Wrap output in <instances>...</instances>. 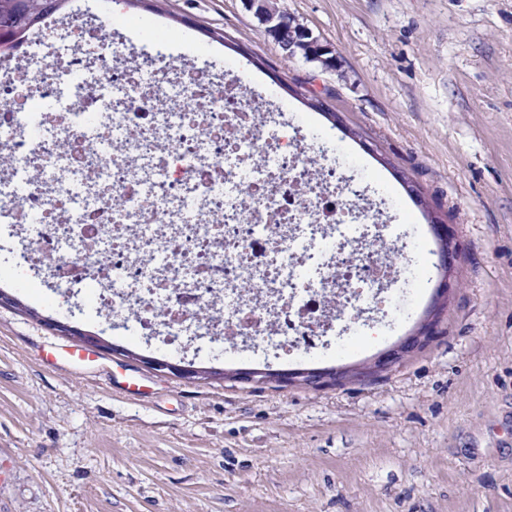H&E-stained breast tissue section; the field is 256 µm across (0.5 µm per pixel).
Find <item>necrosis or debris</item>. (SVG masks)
<instances>
[{"instance_id":"necrosis-or-debris-1","label":"necrosis or debris","mask_w":512,"mask_h":512,"mask_svg":"<svg viewBox=\"0 0 512 512\" xmlns=\"http://www.w3.org/2000/svg\"><path fill=\"white\" fill-rule=\"evenodd\" d=\"M114 29L96 7L30 33L0 70L13 116L0 123V251L40 224L18 263L52 270L70 246L71 287L178 354L206 339L288 356L380 334L401 280L385 200L254 112L241 81L98 40Z\"/></svg>"}]
</instances>
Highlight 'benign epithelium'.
I'll return each instance as SVG.
<instances>
[{
  "instance_id": "benign-epithelium-1",
  "label": "benign epithelium",
  "mask_w": 512,
  "mask_h": 512,
  "mask_svg": "<svg viewBox=\"0 0 512 512\" xmlns=\"http://www.w3.org/2000/svg\"><path fill=\"white\" fill-rule=\"evenodd\" d=\"M242 4L260 25L271 31H279L289 27L292 38L288 42L287 56L295 54V48L302 43H315L320 37L302 24L293 16L277 15L272 12L267 0H242ZM336 128L347 131V135L358 140L363 149L373 155H378L377 146L370 140L346 129L341 117H336ZM430 230L436 242L433 252L434 268L438 272L432 302L429 306L427 318L413 331L400 338L387 349L377 353L371 359L357 367H338L334 370L321 368L271 370L256 368H237L224 370V380L244 383H278L288 385L292 383L303 384L312 388H323L332 385H341L350 381H363L388 372L403 364L412 354L421 350L433 333V317L447 307L455 283L457 269L461 259V247L450 226L445 220L436 218L430 224ZM140 362L154 371H166L172 375L188 380H198L202 376L201 369L193 364H172L165 359L155 357H141Z\"/></svg>"
}]
</instances>
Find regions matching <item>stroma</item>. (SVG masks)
<instances>
[{
  "label": "stroma",
  "instance_id": "35a3bbf8",
  "mask_svg": "<svg viewBox=\"0 0 512 512\" xmlns=\"http://www.w3.org/2000/svg\"><path fill=\"white\" fill-rule=\"evenodd\" d=\"M336 52L322 70L286 57L241 0L125 5L116 25L161 24L166 53L221 80L273 91L307 139L371 196L412 248L395 324L380 339L292 359L194 363L226 369L356 364L405 336L437 271L425 210L462 247L437 336L396 370L314 389L192 381L113 353L152 348L40 278L0 306V512H512V0H278ZM319 94L373 158L306 101ZM421 188L418 207L394 178ZM105 339L115 368L62 370L40 349L64 343L43 317Z\"/></svg>",
  "mask_w": 512,
  "mask_h": 512
}]
</instances>
